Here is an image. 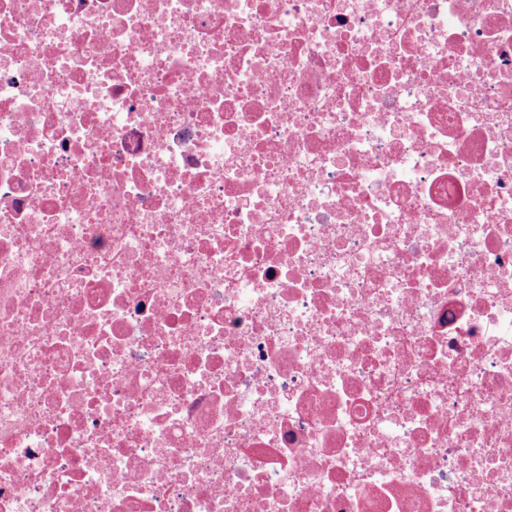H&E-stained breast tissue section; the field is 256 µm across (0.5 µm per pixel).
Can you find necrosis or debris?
I'll return each mask as SVG.
<instances>
[{
  "label": "necrosis or debris",
  "instance_id": "1",
  "mask_svg": "<svg viewBox=\"0 0 512 512\" xmlns=\"http://www.w3.org/2000/svg\"><path fill=\"white\" fill-rule=\"evenodd\" d=\"M0 512H512V0H0Z\"/></svg>",
  "mask_w": 512,
  "mask_h": 512
}]
</instances>
